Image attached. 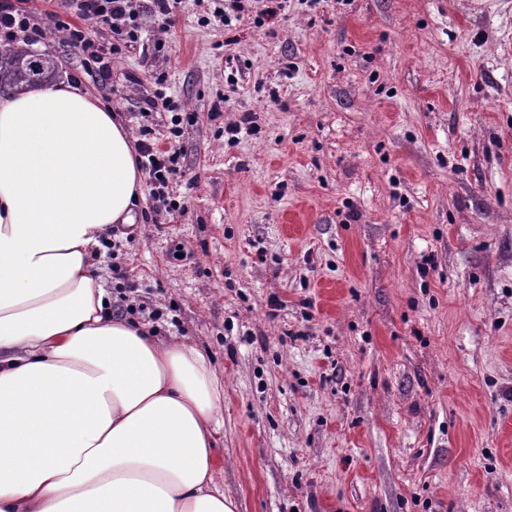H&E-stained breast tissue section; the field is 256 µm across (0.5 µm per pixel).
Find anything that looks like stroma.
<instances>
[{"instance_id":"1","label":"stroma","mask_w":512,"mask_h":512,"mask_svg":"<svg viewBox=\"0 0 512 512\" xmlns=\"http://www.w3.org/2000/svg\"><path fill=\"white\" fill-rule=\"evenodd\" d=\"M224 3L164 33L136 0L108 80L67 32L33 45L180 154L183 215L144 195L106 292L123 268L136 321L213 357L237 512H512V0Z\"/></svg>"}]
</instances>
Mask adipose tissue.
Listing matches in <instances>:
<instances>
[{"mask_svg":"<svg viewBox=\"0 0 512 512\" xmlns=\"http://www.w3.org/2000/svg\"><path fill=\"white\" fill-rule=\"evenodd\" d=\"M142 188L131 134L81 86L0 98V512H236L210 359L106 306L97 250Z\"/></svg>","mask_w":512,"mask_h":512,"instance_id":"ef3b65f1","label":"adipose tissue"}]
</instances>
